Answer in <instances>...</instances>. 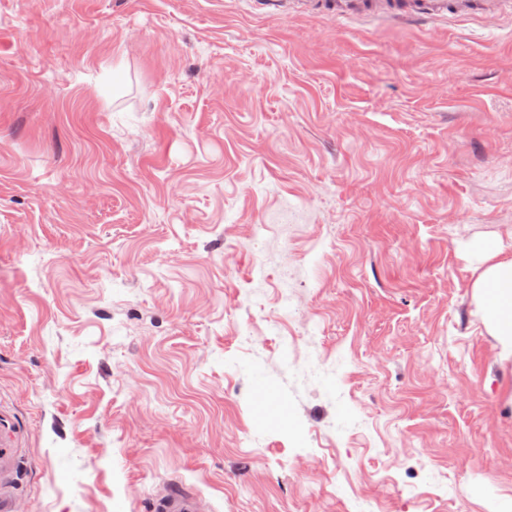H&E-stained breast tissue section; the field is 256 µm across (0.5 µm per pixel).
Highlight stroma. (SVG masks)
Returning <instances> with one entry per match:
<instances>
[{
	"instance_id": "obj_1",
	"label": "stroma",
	"mask_w": 512,
	"mask_h": 512,
	"mask_svg": "<svg viewBox=\"0 0 512 512\" xmlns=\"http://www.w3.org/2000/svg\"><path fill=\"white\" fill-rule=\"evenodd\" d=\"M512 20L0 0V512H512ZM473 283L484 305V324L497 339L501 355L512 356V253L500 244L485 253Z\"/></svg>"
}]
</instances>
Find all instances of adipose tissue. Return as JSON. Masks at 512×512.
I'll list each match as a JSON object with an SVG mask.
<instances>
[{
    "instance_id": "ef3b65f1",
    "label": "adipose tissue",
    "mask_w": 512,
    "mask_h": 512,
    "mask_svg": "<svg viewBox=\"0 0 512 512\" xmlns=\"http://www.w3.org/2000/svg\"><path fill=\"white\" fill-rule=\"evenodd\" d=\"M473 288L484 305V324L503 357L512 356V253L496 246L485 253Z\"/></svg>"
}]
</instances>
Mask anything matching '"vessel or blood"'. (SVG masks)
Wrapping results in <instances>:
<instances>
[{
	"mask_svg": "<svg viewBox=\"0 0 512 512\" xmlns=\"http://www.w3.org/2000/svg\"><path fill=\"white\" fill-rule=\"evenodd\" d=\"M288 18L331 17L378 25L406 23L437 32L451 21L512 19V0H251Z\"/></svg>",
	"mask_w": 512,
	"mask_h": 512,
	"instance_id": "obj_1",
	"label": "vessel or blood"
}]
</instances>
